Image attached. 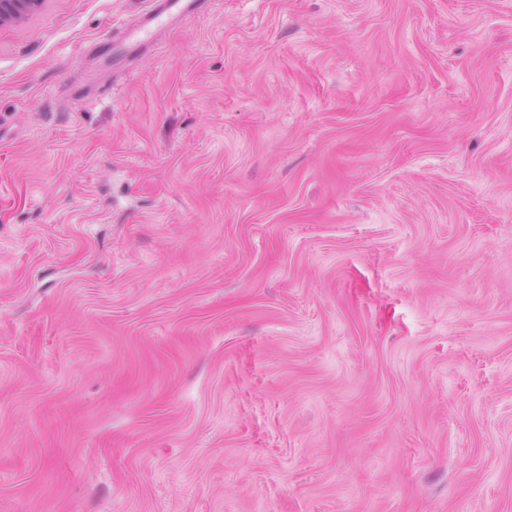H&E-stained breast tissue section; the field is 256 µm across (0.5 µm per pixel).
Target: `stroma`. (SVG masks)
Instances as JSON below:
<instances>
[{"label": "stroma", "instance_id": "obj_1", "mask_svg": "<svg viewBox=\"0 0 512 512\" xmlns=\"http://www.w3.org/2000/svg\"><path fill=\"white\" fill-rule=\"evenodd\" d=\"M149 8L0 28V512H512V0ZM156 2L153 13L145 16L140 24L133 28L130 35L136 42H141L149 35L151 32L149 25L152 22L158 23L164 14L194 13L197 12L202 5L201 0H156Z\"/></svg>", "mask_w": 512, "mask_h": 512}]
</instances>
